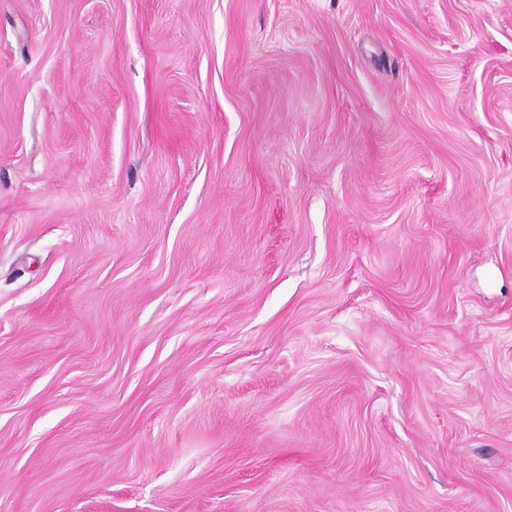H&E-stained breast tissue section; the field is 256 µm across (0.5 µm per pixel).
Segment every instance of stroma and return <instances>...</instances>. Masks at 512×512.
<instances>
[{"label":"stroma","mask_w":512,"mask_h":512,"mask_svg":"<svg viewBox=\"0 0 512 512\" xmlns=\"http://www.w3.org/2000/svg\"><path fill=\"white\" fill-rule=\"evenodd\" d=\"M0 512H512V0H0Z\"/></svg>","instance_id":"35a3bbf8"}]
</instances>
